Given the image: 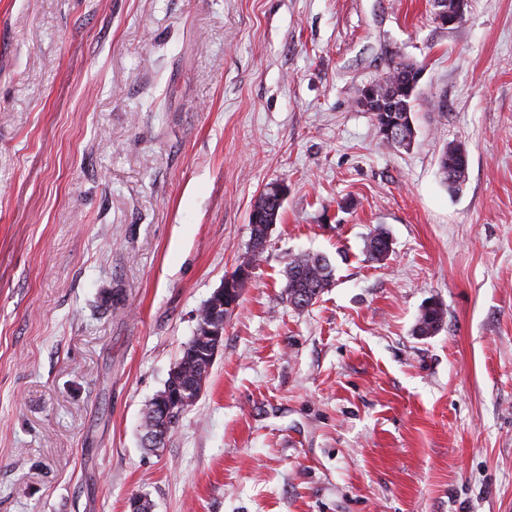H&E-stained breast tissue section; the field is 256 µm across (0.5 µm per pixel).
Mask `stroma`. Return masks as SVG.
<instances>
[{
  "label": "stroma",
  "mask_w": 512,
  "mask_h": 512,
  "mask_svg": "<svg viewBox=\"0 0 512 512\" xmlns=\"http://www.w3.org/2000/svg\"><path fill=\"white\" fill-rule=\"evenodd\" d=\"M403 58L408 149L355 103ZM275 180L203 391L149 451L146 407ZM308 253L335 281L298 310ZM434 301L442 328L415 335ZM139 497L512 512V0H468L454 29L432 0H0V512ZM461 144H448L439 158V171L442 179L448 184L450 194L459 193L466 182L468 171V158L466 149L458 154ZM282 203L283 202H278L276 200L272 201L264 198L263 192L258 195L253 207L257 206L261 209V219L259 224H252L251 220H254V215L251 213V220L249 219V245L245 254L240 258V262L237 266L248 265L255 267L258 262L262 260L266 249L269 229L273 224H276L279 219ZM284 294L297 309L308 307L334 282V268L320 255H305L288 263Z\"/></svg>",
  "instance_id": "1"
}]
</instances>
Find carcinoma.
Wrapping results in <instances>:
<instances>
[{"label":"carcinoma","mask_w":512,"mask_h":512,"mask_svg":"<svg viewBox=\"0 0 512 512\" xmlns=\"http://www.w3.org/2000/svg\"><path fill=\"white\" fill-rule=\"evenodd\" d=\"M413 63L404 60L393 61L381 75L385 80L386 89L383 107L372 113L377 128L389 125L394 119L410 117L414 112V97H403L397 94L398 87L408 82L409 68ZM439 171L442 179L448 184V192L459 193L466 182L468 171L467 153L459 152V145L450 143L442 151L439 158ZM255 206L261 209L259 223L250 225V241L245 254L240 258L239 265L255 266L262 260L270 227L280 217L282 203L264 198L260 194ZM390 240L388 231L383 227L373 230L366 241V253L370 260L379 261L376 252L379 245ZM334 282V268L329 260L320 255H305L292 259L288 263L284 294L289 304L297 309L308 307L317 297ZM213 315L208 305H203L198 312L197 327L190 340L183 346L181 356L176 364L179 371L168 376L165 386L169 392L189 380L203 382L209 375L212 363L209 362L208 343L201 339V326L209 324ZM444 311L441 304L434 302L422 306L415 332L420 336H432L442 326Z\"/></svg>","instance_id":"carcinoma-1"}]
</instances>
